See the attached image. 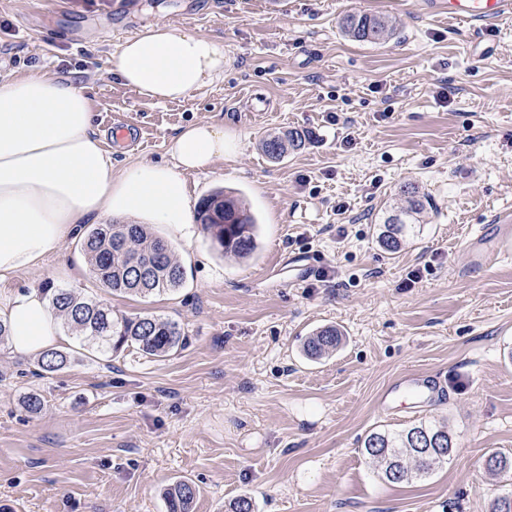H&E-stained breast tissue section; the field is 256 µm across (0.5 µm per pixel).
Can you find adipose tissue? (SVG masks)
Listing matches in <instances>:
<instances>
[{
	"label": "adipose tissue",
	"instance_id": "1",
	"mask_svg": "<svg viewBox=\"0 0 512 512\" xmlns=\"http://www.w3.org/2000/svg\"><path fill=\"white\" fill-rule=\"evenodd\" d=\"M107 71L156 101L181 100L224 69L214 40L165 24L143 28L106 60ZM229 149L223 126L193 123L173 137L171 162L113 171L92 126L84 87L34 71L0 77V280L41 267L87 220L136 219L189 236L186 175ZM13 353L36 356L63 340L49 298L37 288L0 301Z\"/></svg>",
	"mask_w": 512,
	"mask_h": 512
}]
</instances>
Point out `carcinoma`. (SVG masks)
<instances>
[{
	"label": "carcinoma",
	"instance_id": "carcinoma-1",
	"mask_svg": "<svg viewBox=\"0 0 512 512\" xmlns=\"http://www.w3.org/2000/svg\"><path fill=\"white\" fill-rule=\"evenodd\" d=\"M340 27L349 39L374 44L386 41L394 31L392 23L383 17L355 12L344 15ZM305 142V133L290 130L265 137L262 148L276 162L288 151L301 149ZM399 196L401 205L392 208L378 234L380 245L389 252L397 251L403 241L420 232L425 210L422 195L414 185L400 187ZM197 215L212 243L224 255L237 259L254 256L258 249L257 220L241 196L218 189L202 199ZM82 246L95 281L114 293L146 297L183 285L184 268L174 247L154 235L146 224H93ZM41 290L50 297L56 316L66 328L100 355L130 345L146 356L165 357L183 345L184 334L173 320L153 316L119 318L112 314L111 306L81 297L69 288L45 283ZM342 339L343 334L336 327H322L306 339L303 349L308 358L318 360L336 350ZM67 363V355L59 350L48 351L39 359L45 372L61 370ZM454 451L447 427L424 422L396 434L371 432L362 443L363 454L382 478L392 483L398 472L407 480L428 476ZM196 495L191 483H177L167 492V512H191Z\"/></svg>",
	"mask_w": 512,
	"mask_h": 512
}]
</instances>
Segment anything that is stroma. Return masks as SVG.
<instances>
[{
	"label": "stroma",
	"instance_id": "obj_1",
	"mask_svg": "<svg viewBox=\"0 0 512 512\" xmlns=\"http://www.w3.org/2000/svg\"><path fill=\"white\" fill-rule=\"evenodd\" d=\"M0 0V76L40 70L83 85L112 166L171 162V138L223 126L233 152L188 174L193 202L239 190L260 224L256 258L224 257L194 224L168 233L182 287L114 295L89 274L81 238L0 295L44 282L116 315L177 321L185 344L152 359L128 347L104 358L67 336L59 371L0 344V512H167L177 481L192 512H490L512 494V12L449 20L427 0ZM389 17L392 39L349 40L341 17ZM151 24L207 36L224 72L176 102L141 96L108 74V54ZM121 117L139 138H114ZM308 134L272 162L273 132ZM428 206L394 253L378 242L400 186ZM491 256L471 264L472 251ZM333 353L307 359L321 327ZM409 372L440 377L422 402L381 399ZM44 402L23 407L28 393ZM446 425L456 452L425 479L389 483L361 451L373 431ZM343 334L334 326L322 327L314 331L304 342L303 349L306 356L313 360L334 351L341 344ZM197 490L188 481L176 483L166 495L168 512H191L192 504L196 498Z\"/></svg>",
	"mask_w": 512,
	"mask_h": 512
}]
</instances>
